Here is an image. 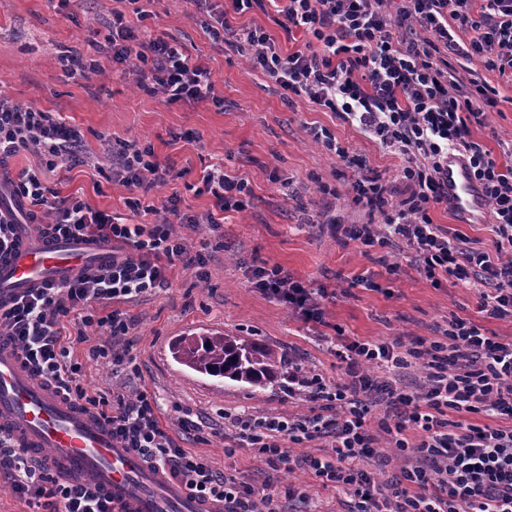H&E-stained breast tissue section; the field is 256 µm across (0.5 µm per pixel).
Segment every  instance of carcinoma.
I'll return each instance as SVG.
<instances>
[{
    "instance_id": "obj_1",
    "label": "carcinoma",
    "mask_w": 512,
    "mask_h": 512,
    "mask_svg": "<svg viewBox=\"0 0 512 512\" xmlns=\"http://www.w3.org/2000/svg\"><path fill=\"white\" fill-rule=\"evenodd\" d=\"M173 355L177 362L200 373L253 386L274 377L285 363L272 348L217 333L185 338Z\"/></svg>"
}]
</instances>
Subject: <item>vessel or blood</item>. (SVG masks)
Masks as SVG:
<instances>
[{
	"label": "vessel or blood",
	"mask_w": 512,
	"mask_h": 512,
	"mask_svg": "<svg viewBox=\"0 0 512 512\" xmlns=\"http://www.w3.org/2000/svg\"><path fill=\"white\" fill-rule=\"evenodd\" d=\"M448 205L459 223H482L480 187L459 156L448 158ZM17 244L0 257V300L30 289L60 285L84 269L112 261V243L102 238L68 239L36 225L14 227ZM0 429L17 448L46 460L54 474L100 490L122 512H217L166 481L132 449L112 437L97 413L80 408L26 368L16 344L0 337Z\"/></svg>",
	"instance_id": "obj_1"
}]
</instances>
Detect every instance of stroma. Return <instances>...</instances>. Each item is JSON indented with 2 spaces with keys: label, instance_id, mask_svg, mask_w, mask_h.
Returning a JSON list of instances; mask_svg holds the SVG:
<instances>
[{
  "label": "stroma",
  "instance_id": "obj_1",
  "mask_svg": "<svg viewBox=\"0 0 512 512\" xmlns=\"http://www.w3.org/2000/svg\"><path fill=\"white\" fill-rule=\"evenodd\" d=\"M218 5L235 26L263 30L281 51L297 49V42L278 25L272 0L240 14L232 0H219ZM116 6L142 33L176 40L191 57L201 58L223 107L210 102L169 105L137 87L123 66L96 46L95 32L111 19ZM210 21L201 0H139L135 5L128 0H73L62 9L50 0H0V94L54 113L83 136V163L47 173L48 188L81 197L93 209L135 224L155 222V214L134 208L133 194L112 177L113 154L123 144L136 143L151 146L172 168L169 182L151 195V204L162 205L175 194L184 212L206 214L212 200L201 192L199 174L213 164L245 179L250 190L245 209L225 212L218 231L205 224L181 230L192 246L213 245L206 280L176 265L164 287L123 304L129 351L140 375L113 371L89 356L90 344L99 341L95 328L85 330L89 343L75 345L72 354L83 366L85 386L124 394L147 389L172 436L181 437L184 447L207 458L217 471L232 473L273 496L281 512L305 507L311 512H347L349 495L322 488L306 470L274 474L248 450L224 453L233 440L222 412L309 413L308 404L289 396L286 379L262 387L220 383L176 363L171 354L175 342L221 332L277 349L336 384L348 379L344 363L331 350L337 332L377 343L399 337L429 340L435 325L453 312L512 338V322L483 317L476 289L449 283L433 287L417 273L413 253L404 243L367 248L334 232L329 225L333 219L378 224L382 218L352 203L353 169L316 145L310 128L329 129L352 155L392 182L401 158L307 98L283 99L234 48L212 40ZM94 61L99 71H89ZM470 67L500 89L488 124L475 129L474 136L500 164L512 163L506 152L512 146V89L502 86L497 72L485 70L480 61H471ZM272 264L310 287H339L336 297L323 302L327 327L313 330L253 288L251 269ZM390 264L398 265L397 274L387 273ZM360 276L373 278L379 290L357 285ZM180 406L207 417L201 431L182 435L176 413ZM289 488L309 494L310 505L287 498Z\"/></svg>",
  "mask_w": 512,
  "mask_h": 512
}]
</instances>
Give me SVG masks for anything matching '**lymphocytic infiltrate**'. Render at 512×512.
I'll list each match as a JSON object with an SVG mask.
<instances>
[{"mask_svg": "<svg viewBox=\"0 0 512 512\" xmlns=\"http://www.w3.org/2000/svg\"><path fill=\"white\" fill-rule=\"evenodd\" d=\"M280 27L286 35L302 32V48L282 53L263 31L235 29L220 16L213 38L233 37V45L251 68L275 82L285 94L307 97L325 112L375 137L382 148L401 156L395 194L377 170L359 163L347 146L327 130H312L314 142L336 155L356 174L350 184L355 205L379 212L382 228L346 224L345 239L367 247L405 241L417 272L442 281L477 287L479 311L512 321V166L499 165L477 142L475 128L485 126L499 91L476 76H463L450 57L479 60L512 86V0H278ZM113 62L125 64L137 85L153 90L169 104L216 101L211 71L186 55L177 43L137 36L121 10H113L103 37ZM82 142L75 127L51 113L0 95V166L31 152L48 168L74 165ZM462 157L481 184L490 208L494 252L468 246L460 234L434 224L432 207L447 202L449 155ZM168 173L153 149L127 145L112 164V174L132 191L149 192ZM199 181L213 200L205 216L190 215L176 197L164 205V217L152 224H129L92 209L74 196L49 197L39 173L19 172L14 196L33 207L30 223L51 215L54 235L112 240L106 268L79 272L60 286L34 288L0 306V332L18 346L24 363L59 391L97 411L112 424V436L134 449L164 479L184 486L199 501L220 504L224 512H276L269 496L238 477L215 471L206 458L182 447L163 427L153 394L107 395L84 387L81 363L70 360L62 333L71 314L84 326L106 329L92 347L93 357L137 372L129 351L119 343L129 325L120 311L97 316L106 301L129 302L163 287L174 264L205 277L206 253L193 250L175 224L205 223L219 228L218 213L244 206L247 184L220 166L203 169ZM254 288L287 306L304 323L324 325L325 288L309 287L281 266L255 269ZM349 383L330 384L314 371L295 368L288 394L314 405L308 415H228L235 447L246 449L275 473L298 467L310 471L325 488L350 494L348 512H512V339L487 334L470 319L450 315L432 340L373 343L337 342ZM401 369L419 365L425 382L419 390L391 388L387 403L398 409L395 424L381 423L390 448L405 462L400 479L382 490L364 464L381 457L376 436L367 427L371 365ZM457 420H450V413ZM483 416L480 424L460 415ZM423 431L409 442L406 433ZM325 441V457L291 456L287 444ZM0 471L10 477L14 496L51 512H116L111 499L47 473L39 461L20 453L0 435Z\"/></svg>", "mask_w": 512, "mask_h": 512, "instance_id": "f902f5d3", "label": "lymphocytic infiltrate"}]
</instances>
